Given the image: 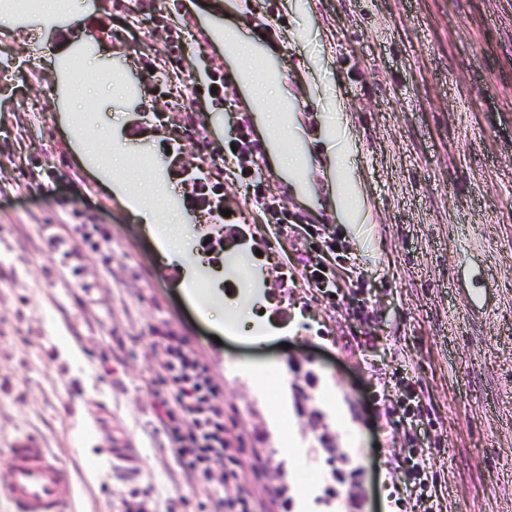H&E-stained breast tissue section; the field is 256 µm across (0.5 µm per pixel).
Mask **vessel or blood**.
I'll list each match as a JSON object with an SVG mask.
<instances>
[{
    "label": "vessel or blood",
    "instance_id": "b4317fda",
    "mask_svg": "<svg viewBox=\"0 0 512 512\" xmlns=\"http://www.w3.org/2000/svg\"><path fill=\"white\" fill-rule=\"evenodd\" d=\"M74 494L64 463L31 436L19 437L0 467V495L15 512H67Z\"/></svg>",
    "mask_w": 512,
    "mask_h": 512
}]
</instances>
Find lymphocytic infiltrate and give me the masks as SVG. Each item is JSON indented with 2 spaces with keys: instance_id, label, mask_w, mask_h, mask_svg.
Listing matches in <instances>:
<instances>
[{
  "instance_id": "1",
  "label": "lymphocytic infiltrate",
  "mask_w": 512,
  "mask_h": 512,
  "mask_svg": "<svg viewBox=\"0 0 512 512\" xmlns=\"http://www.w3.org/2000/svg\"><path fill=\"white\" fill-rule=\"evenodd\" d=\"M263 212L276 235L298 229L308 242L309 255L302 262L303 280L318 289L336 286L335 262L341 261L344 244L327 236L325 227L309 218L289 214L277 199L263 201ZM154 345L162 359L154 370L151 395L171 453L192 483L207 478L212 463L239 465L236 438L224 424V406L218 403L219 386L187 337L167 327H153ZM410 406L405 434L408 447L399 449L404 474L420 490H428L429 475L424 449L418 448L417 430L429 411L417 390L408 394Z\"/></svg>"
}]
</instances>
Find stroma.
<instances>
[{
    "mask_svg": "<svg viewBox=\"0 0 512 512\" xmlns=\"http://www.w3.org/2000/svg\"><path fill=\"white\" fill-rule=\"evenodd\" d=\"M182 3L172 26L190 41L173 47L159 26L146 55L119 0H70L49 24L40 13L0 20L14 54L0 67V464L30 434L70 470L69 512H194L201 494L149 392V328L165 323L221 386L240 478L263 512H324L343 487L330 467L306 466L318 434L297 386L348 459L354 512H406L387 474L404 430L379 414L405 378L432 403V512H500L512 502V0ZM274 12L287 20L273 49L288 59L310 188L294 191L270 153L263 192L348 246L363 343L347 302L282 285L305 242L271 234L227 147L243 117L267 141L248 90L201 97L189 115L144 65L167 61L172 90L191 93L209 72L234 71L214 31L247 38ZM78 131L95 155L117 142L154 158L137 175L179 210L183 259L167 261L84 162ZM342 138L353 151L329 156ZM189 165L219 179L229 219L206 220L187 196ZM104 233L109 247L94 249ZM205 278L215 287H197ZM258 305L274 327L260 342L240 324ZM121 448L111 471L98 468Z\"/></svg>",
    "mask_w": 512,
    "mask_h": 512,
    "instance_id": "1",
    "label": "stroma"
}]
</instances>
